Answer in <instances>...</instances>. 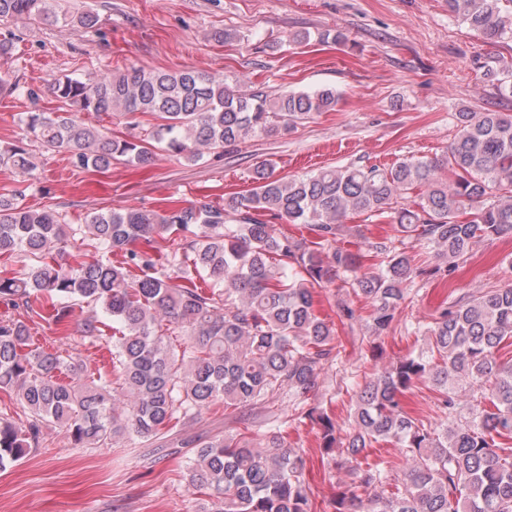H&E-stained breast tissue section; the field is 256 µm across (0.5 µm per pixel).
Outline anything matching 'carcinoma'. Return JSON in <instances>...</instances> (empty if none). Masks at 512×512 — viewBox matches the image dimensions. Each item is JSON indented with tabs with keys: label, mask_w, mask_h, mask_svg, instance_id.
<instances>
[{
	"label": "carcinoma",
	"mask_w": 512,
	"mask_h": 512,
	"mask_svg": "<svg viewBox=\"0 0 512 512\" xmlns=\"http://www.w3.org/2000/svg\"><path fill=\"white\" fill-rule=\"evenodd\" d=\"M60 0H0V58L11 54L14 24L56 23L79 33L100 31L93 11L59 13ZM448 11L491 45L512 41V0H448ZM498 94L512 98V58L483 63ZM55 112H27L25 138L64 151L79 169L119 161L153 164L165 152L196 163L254 135H274L336 106V90L246 93L224 79L193 71L133 68L124 73L69 75L47 82ZM150 114L145 133L114 138L86 124L84 113ZM458 132L440 158L405 157L388 168H322L285 179L262 162L252 188L224 205L205 200L164 210L109 209L85 223H64L51 210L0 196V256L19 255L22 269L0 277V301L26 312L42 300L53 322L85 303L92 314L80 337L112 344V375L86 381L80 361L33 343L20 319L0 321V390L25 409L18 422L0 414V471L39 447L59 425L75 448H99L124 435L163 447L192 449L189 485L208 495L198 512H315L301 450L288 447L292 426H318L322 454L350 464L351 488L332 499L333 512H512V286L491 288L442 308L426 327L429 351L397 358L355 391L351 429L309 404L321 367L342 344L333 324L314 313L315 287L339 273L347 292L371 302L370 352L392 327L407 282L422 274L408 244L430 245L451 272L473 245L512 236V114L455 113ZM19 177L36 169L23 144L0 153ZM351 214L386 219L398 241L370 244L377 272L357 275L359 257L336 245ZM274 220L304 224L316 240L295 239ZM171 242L159 258L155 237ZM90 249L75 264L57 261L69 240ZM119 255L116 263L111 257ZM103 314L120 325L105 336ZM65 378H60V375ZM427 381L448 424L432 428L411 417L401 397ZM473 393L461 405L459 393ZM278 398L292 413L271 415L259 446L233 435L207 440L180 426L215 405L235 413ZM394 441L412 463L404 476L390 462L362 453Z\"/></svg>",
	"instance_id": "1"
}]
</instances>
